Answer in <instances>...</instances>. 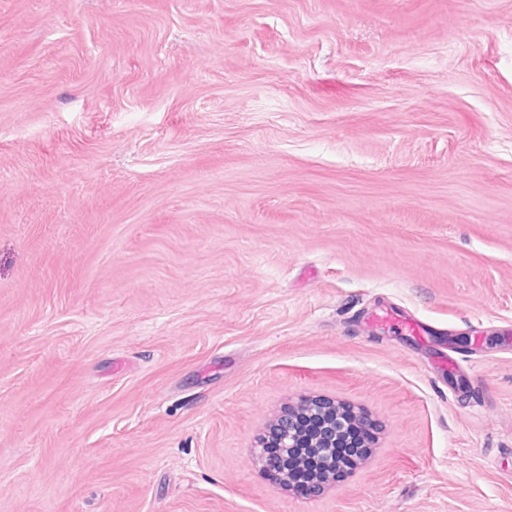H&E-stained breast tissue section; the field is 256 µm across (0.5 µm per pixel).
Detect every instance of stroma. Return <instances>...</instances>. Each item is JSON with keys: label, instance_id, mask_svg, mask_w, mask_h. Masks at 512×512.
Returning a JSON list of instances; mask_svg holds the SVG:
<instances>
[{"label": "stroma", "instance_id": "obj_1", "mask_svg": "<svg viewBox=\"0 0 512 512\" xmlns=\"http://www.w3.org/2000/svg\"><path fill=\"white\" fill-rule=\"evenodd\" d=\"M507 326L512 0H0V512H512ZM367 327L372 331H386L397 327L407 336H412L420 342H427V336H430L429 329L420 321L407 317L396 315L388 310H381L372 313L367 321ZM446 349L448 352L445 351ZM453 352L448 340V348L442 346L441 349L430 351L426 359L428 364L442 377H458L461 375V369L458 360L451 354ZM343 410L339 419L342 421L336 433V418L329 417L320 429L314 445L323 447L332 445L331 463L326 464L324 459L316 462L309 446L316 437L323 419L313 412L299 414L290 411L294 421L289 416L283 417L279 428L275 431L279 435L280 446L291 448L288 452V462L283 461V452L277 448V437L273 433L262 439V460L267 473L283 486L299 489L321 488L329 480L340 481L352 473L367 457L369 445L375 442L372 425L363 422V417L357 416L352 408L345 404L336 406ZM300 435V447H296V433ZM336 440L334 441V438ZM289 458L291 466H289Z\"/></svg>", "mask_w": 512, "mask_h": 512}]
</instances>
